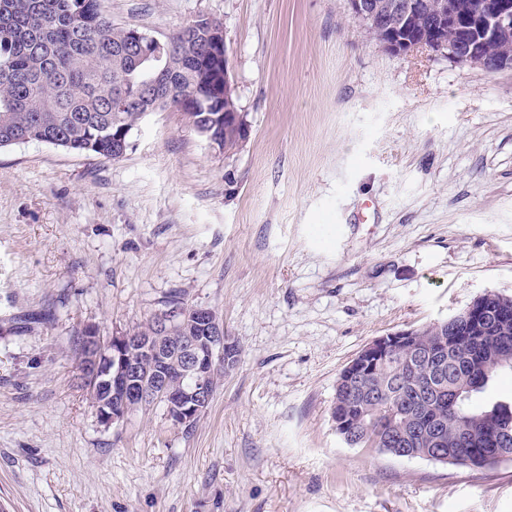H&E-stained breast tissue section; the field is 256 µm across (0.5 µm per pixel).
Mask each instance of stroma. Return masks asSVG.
<instances>
[{"label": "stroma", "mask_w": 512, "mask_h": 512, "mask_svg": "<svg viewBox=\"0 0 512 512\" xmlns=\"http://www.w3.org/2000/svg\"><path fill=\"white\" fill-rule=\"evenodd\" d=\"M165 38L224 26L232 151L173 109L117 160L0 148V512H512L484 469L346 445L342 370L372 340L512 296V69L395 55L347 0H99ZM239 348L192 429L106 428L76 333L171 294Z\"/></svg>", "instance_id": "obj_1"}]
</instances>
